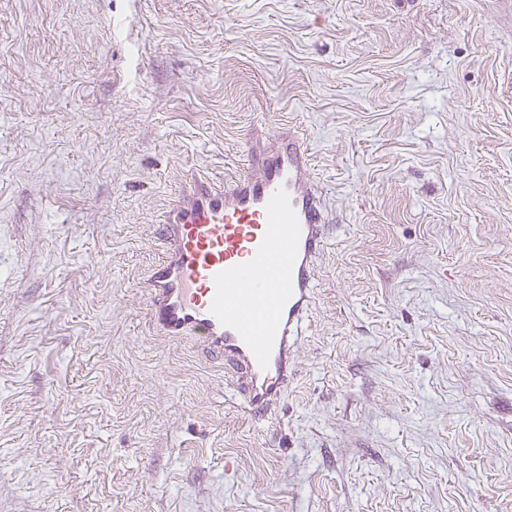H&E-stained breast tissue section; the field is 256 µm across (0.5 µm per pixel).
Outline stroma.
Returning <instances> with one entry per match:
<instances>
[{
    "label": "stroma",
    "mask_w": 512,
    "mask_h": 512,
    "mask_svg": "<svg viewBox=\"0 0 512 512\" xmlns=\"http://www.w3.org/2000/svg\"><path fill=\"white\" fill-rule=\"evenodd\" d=\"M288 126L337 227L258 421L142 282ZM0 512H512V0H0Z\"/></svg>",
    "instance_id": "obj_1"
}]
</instances>
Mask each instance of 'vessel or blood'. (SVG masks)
Masks as SVG:
<instances>
[{
    "mask_svg": "<svg viewBox=\"0 0 512 512\" xmlns=\"http://www.w3.org/2000/svg\"><path fill=\"white\" fill-rule=\"evenodd\" d=\"M308 167L288 128L230 179L190 178L159 224L165 256L147 278L154 326L222 357L254 415L270 413L288 386L317 260L335 227Z\"/></svg>",
    "mask_w": 512,
    "mask_h": 512,
    "instance_id": "vessel-or-blood-1",
    "label": "vessel or blood"
}]
</instances>
